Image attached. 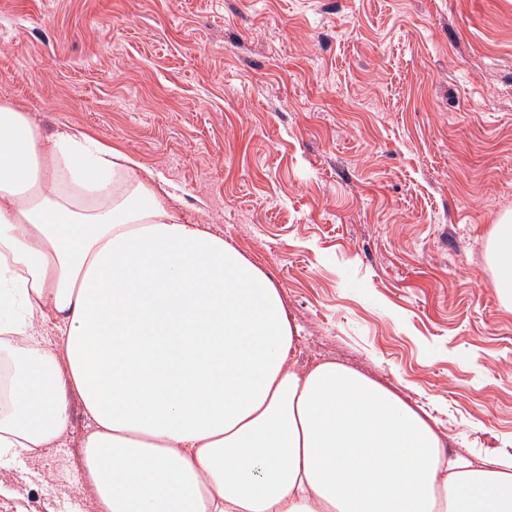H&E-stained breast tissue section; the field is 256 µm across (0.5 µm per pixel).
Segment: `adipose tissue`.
<instances>
[{
    "label": "adipose tissue",
    "mask_w": 512,
    "mask_h": 512,
    "mask_svg": "<svg viewBox=\"0 0 512 512\" xmlns=\"http://www.w3.org/2000/svg\"><path fill=\"white\" fill-rule=\"evenodd\" d=\"M171 197L127 152L0 102V460L78 406L89 512H512V465L448 458L346 365L295 370L273 280ZM491 244L511 297V218Z\"/></svg>",
    "instance_id": "obj_1"
}]
</instances>
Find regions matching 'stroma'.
<instances>
[{
    "instance_id": "stroma-1",
    "label": "stroma",
    "mask_w": 512,
    "mask_h": 512,
    "mask_svg": "<svg viewBox=\"0 0 512 512\" xmlns=\"http://www.w3.org/2000/svg\"><path fill=\"white\" fill-rule=\"evenodd\" d=\"M135 156L277 286L292 360L512 464V0H0V101ZM91 422L0 464V512H85ZM512 216L495 224L492 234V258L496 271L494 286L504 296H512Z\"/></svg>"
}]
</instances>
